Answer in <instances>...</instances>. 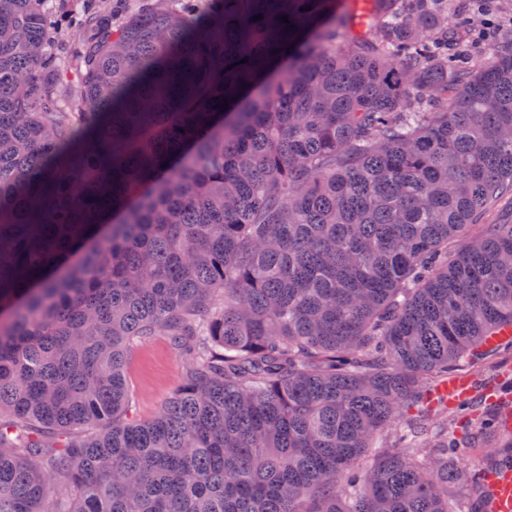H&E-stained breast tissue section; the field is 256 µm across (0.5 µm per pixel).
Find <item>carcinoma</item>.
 Returning <instances> with one entry per match:
<instances>
[{"mask_svg": "<svg viewBox=\"0 0 512 512\" xmlns=\"http://www.w3.org/2000/svg\"><path fill=\"white\" fill-rule=\"evenodd\" d=\"M478 12L0 0V512H487L455 460L512 465V402L459 437L429 401L512 329ZM153 336L191 361L142 421Z\"/></svg>", "mask_w": 512, "mask_h": 512, "instance_id": "cac0c4a2", "label": "carcinoma"}]
</instances>
